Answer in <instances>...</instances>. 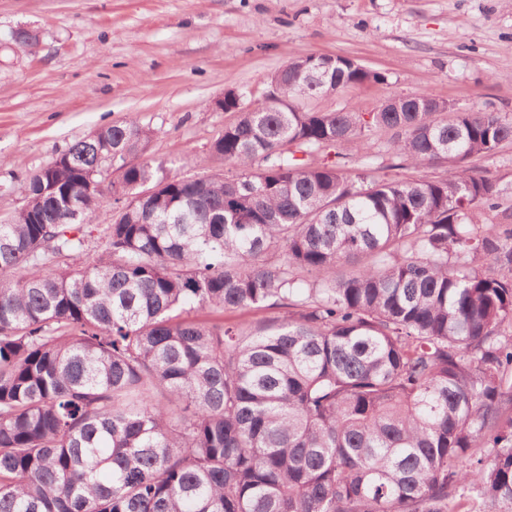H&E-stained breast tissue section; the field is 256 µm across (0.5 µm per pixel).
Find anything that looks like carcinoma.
Wrapping results in <instances>:
<instances>
[{
  "mask_svg": "<svg viewBox=\"0 0 512 512\" xmlns=\"http://www.w3.org/2000/svg\"><path fill=\"white\" fill-rule=\"evenodd\" d=\"M316 70L320 94L384 81L290 58L212 139L222 180L139 158L136 119L27 177L0 223V512H512V198L468 167L512 116L305 110ZM286 309H270L251 312H211L210 310H199L192 313V316L201 320L224 321V323H244L246 326L267 324L277 317L283 316Z\"/></svg>",
  "mask_w": 512,
  "mask_h": 512,
  "instance_id": "cac0c4a2",
  "label": "carcinoma"
}]
</instances>
